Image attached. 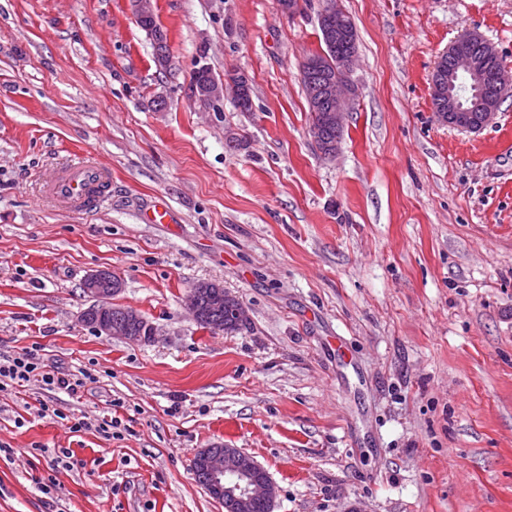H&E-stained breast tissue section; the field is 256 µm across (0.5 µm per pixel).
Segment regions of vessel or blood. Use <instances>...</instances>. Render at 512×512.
<instances>
[{
    "mask_svg": "<svg viewBox=\"0 0 512 512\" xmlns=\"http://www.w3.org/2000/svg\"><path fill=\"white\" fill-rule=\"evenodd\" d=\"M110 187L109 177L97 163L85 161L54 176L47 183L49 195L84 211L96 209Z\"/></svg>",
    "mask_w": 512,
    "mask_h": 512,
    "instance_id": "b4317fda",
    "label": "vessel or blood"
}]
</instances>
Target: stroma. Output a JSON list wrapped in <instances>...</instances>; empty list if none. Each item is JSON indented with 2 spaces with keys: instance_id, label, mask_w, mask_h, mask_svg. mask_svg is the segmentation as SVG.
Instances as JSON below:
<instances>
[{
  "instance_id": "obj_1",
  "label": "stroma",
  "mask_w": 512,
  "mask_h": 512,
  "mask_svg": "<svg viewBox=\"0 0 512 512\" xmlns=\"http://www.w3.org/2000/svg\"><path fill=\"white\" fill-rule=\"evenodd\" d=\"M323 2L153 0L160 72L130 0H0V357L38 345L98 377L0 392V512H224L192 471L214 446L267 471L273 512H512V98L476 133L431 98L462 32L512 71V0H339L359 52L332 158L300 80ZM202 54L248 76L251 111L194 100ZM82 157L112 175L87 212L44 189ZM160 202L172 223H145ZM96 270L154 336L81 322ZM201 282L246 327L201 328ZM43 400L121 436L70 432ZM62 450L54 498L33 479Z\"/></svg>"
}]
</instances>
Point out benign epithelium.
<instances>
[{
	"label": "benign epithelium",
	"instance_id": "obj_1",
	"mask_svg": "<svg viewBox=\"0 0 512 512\" xmlns=\"http://www.w3.org/2000/svg\"><path fill=\"white\" fill-rule=\"evenodd\" d=\"M318 21L327 40L342 42L349 47L355 45L356 27L347 19V14L341 8L330 11L328 7H323L318 14ZM465 38L477 40L484 46L485 56L482 63L479 64L470 57L457 54L458 45ZM497 57L498 53L494 45L477 32L456 38L440 54V58L451 61L446 69L439 65L435 66L431 77L432 94L448 99V104L442 103L434 107L441 123L463 132L476 133L494 119L498 107L488 106L485 100L477 104V108L482 112V118L479 121L473 120L470 113L461 111L454 87L462 77L474 82L476 87L491 79L496 88L494 101L500 103L512 97V75L507 74L502 64L497 62ZM192 94L215 106L224 99V82L211 74L205 82L192 83ZM355 96L356 89L351 80L347 79L339 82L330 81L316 87L311 91L309 99L326 97L333 100L336 107L327 111L325 120L341 128L344 126L345 113L348 112ZM122 287L121 278L110 271L96 270L88 274L83 282V292L94 299V302L83 312V316L94 320L95 331L101 335L122 336L137 341L139 336L134 334L129 323L112 322L111 299L122 290ZM200 287L214 288L211 299L212 310L216 312L223 310L224 301L230 299L236 302L235 325L241 328L247 324L246 307L237 297L218 284L202 283ZM196 459L209 473L210 482L207 491L213 498L222 501L227 494L233 498L234 502L241 505L257 498L274 502L275 485L269 474L256 461L240 454L236 449L204 448L197 453Z\"/></svg>",
	"mask_w": 512,
	"mask_h": 512
}]
</instances>
